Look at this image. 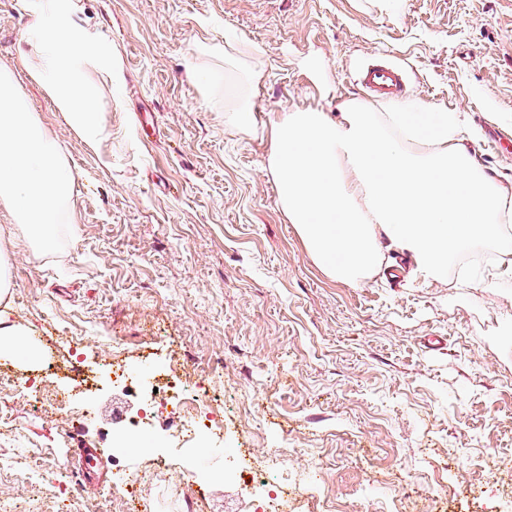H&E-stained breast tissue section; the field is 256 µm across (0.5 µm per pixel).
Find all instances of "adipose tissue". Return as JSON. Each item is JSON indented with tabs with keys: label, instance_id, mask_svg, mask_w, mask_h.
<instances>
[{
	"label": "adipose tissue",
	"instance_id": "obj_1",
	"mask_svg": "<svg viewBox=\"0 0 512 512\" xmlns=\"http://www.w3.org/2000/svg\"><path fill=\"white\" fill-rule=\"evenodd\" d=\"M30 78L89 146L105 135L96 70L111 80L112 51L77 20L76 0H21ZM270 161L279 200L312 259L337 280L360 284L382 265L381 244L410 254L414 271L443 281L474 243L512 237V188L468 153L444 112H373L349 103L338 119L291 112L274 129ZM75 176L62 147L31 112L16 74L0 69V208L36 254L56 245L59 212Z\"/></svg>",
	"mask_w": 512,
	"mask_h": 512
}]
</instances>
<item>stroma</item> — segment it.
Wrapping results in <instances>:
<instances>
[{
	"mask_svg": "<svg viewBox=\"0 0 512 512\" xmlns=\"http://www.w3.org/2000/svg\"><path fill=\"white\" fill-rule=\"evenodd\" d=\"M80 18L112 49L103 85L106 137L86 145L30 80L26 16L0 0V67L64 149L76 184L56 247L33 257L0 209L11 287L0 320L31 357H0L28 378L37 405L0 388V506L36 512H183L168 478L127 503L112 485L150 446L172 461L175 422L160 413L148 449L113 456L110 364L171 367L183 381L224 373L227 454L213 471L248 472L283 450L308 452L307 478L335 512H507L512 488V274L498 246L470 248L444 283L402 258L353 285L327 274L289 224L270 170L273 129L295 110L338 118L363 68L406 73L405 104L463 120L465 144L491 176L512 181V0H79ZM214 75L210 88L191 68ZM251 103L253 128L230 121ZM441 337L433 346L429 337ZM55 358V378L40 370ZM77 389L80 416L55 410ZM97 449L105 475L82 486L77 451ZM193 492L228 512L258 485L209 480Z\"/></svg>",
	"mask_w": 512,
	"mask_h": 512,
	"instance_id": "35a3bbf8",
	"label": "stroma"
}]
</instances>
